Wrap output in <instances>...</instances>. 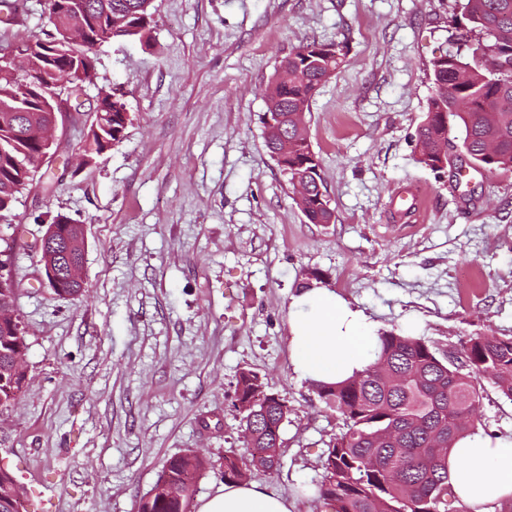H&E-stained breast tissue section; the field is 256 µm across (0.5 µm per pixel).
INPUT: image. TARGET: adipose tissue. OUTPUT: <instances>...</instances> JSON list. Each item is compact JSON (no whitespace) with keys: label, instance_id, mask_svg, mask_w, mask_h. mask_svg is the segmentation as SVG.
I'll return each instance as SVG.
<instances>
[{"label":"adipose tissue","instance_id":"1","mask_svg":"<svg viewBox=\"0 0 512 512\" xmlns=\"http://www.w3.org/2000/svg\"><path fill=\"white\" fill-rule=\"evenodd\" d=\"M289 348L294 372L325 385L363 372L377 358L375 323L328 288H304L291 298ZM448 482L475 512L512 498V434L482 430L456 441L448 455ZM196 512H291L287 498L254 482L230 483L201 499Z\"/></svg>","mask_w":512,"mask_h":512}]
</instances>
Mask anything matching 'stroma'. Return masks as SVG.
I'll return each instance as SVG.
<instances>
[{
    "label": "stroma",
    "instance_id": "1",
    "mask_svg": "<svg viewBox=\"0 0 512 512\" xmlns=\"http://www.w3.org/2000/svg\"><path fill=\"white\" fill-rule=\"evenodd\" d=\"M458 0H153L143 38L95 56L120 91L125 137L79 159L86 122L58 125L46 175L0 218L26 331L22 392L0 409V461L27 512H138L167 460H206L195 495L245 455L240 371L284 398L280 464L250 481L291 512H331L318 489L344 429L290 363L302 283L332 289L382 332L438 355L512 336V173L435 171L415 134ZM343 46L306 114L335 221L312 224L264 142V94L300 44ZM64 215L85 228L83 295L44 282L36 243ZM484 431L512 434V401L481 379Z\"/></svg>",
    "mask_w": 512,
    "mask_h": 512
}]
</instances>
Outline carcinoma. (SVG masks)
<instances>
[{"instance_id":"carcinoma-1","label":"carcinoma","mask_w":512,"mask_h":512,"mask_svg":"<svg viewBox=\"0 0 512 512\" xmlns=\"http://www.w3.org/2000/svg\"><path fill=\"white\" fill-rule=\"evenodd\" d=\"M88 10L77 13L66 0H44L49 24L57 38L70 27L95 30L106 25L112 37H141L152 18L151 0H86ZM465 36L496 61L493 68L472 67L458 51L433 63V81L451 86L434 89L428 111L416 132L420 162L436 170L452 147L457 130L462 150L483 169L495 174L512 171V0H463L460 4ZM338 44L303 43L285 57L266 93L262 117L265 146L294 186L310 187L303 213L312 224H330L334 210L322 190L319 161L312 150L305 112L322 77L333 75L343 62ZM41 77L0 69V105L22 112L0 110V214L12 208L17 194L33 180L31 159L41 145L33 131L48 121L50 102L60 84L70 80L66 64L44 62ZM112 118L87 135L83 151L95 157L110 143H119L129 122L124 103L111 95ZM24 333L20 321L0 326V377L11 364L12 348L6 336ZM376 363L336 385H318L326 406L339 414L345 430L336 436L324 456L327 480L319 497L333 512H459L457 496L448 484V453L455 442L476 428L477 405L482 399L478 379L492 381L512 400V336H478L470 341L464 366L437 355L424 340L409 334L382 333ZM266 393L260 375L239 373L235 395L251 402ZM281 403L256 404L242 413L247 461L224 455V481L241 482L248 471H272L279 465L281 437L269 423L285 420ZM204 460L194 451L171 458L162 476L178 482L190 470H201ZM139 512H179L177 505L155 496L143 500Z\"/></svg>"}]
</instances>
